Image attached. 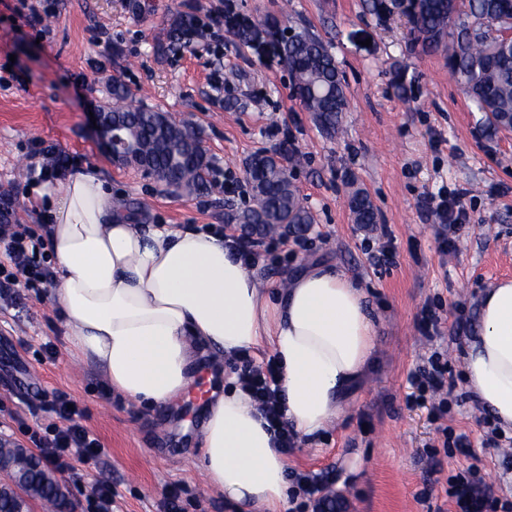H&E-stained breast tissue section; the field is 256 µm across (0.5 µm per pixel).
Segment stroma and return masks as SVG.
<instances>
[{
	"mask_svg": "<svg viewBox=\"0 0 512 512\" xmlns=\"http://www.w3.org/2000/svg\"><path fill=\"white\" fill-rule=\"evenodd\" d=\"M27 5L0 0V196L13 202L12 223L40 224L31 188L41 149L52 147L74 166L98 169L113 204L131 203L140 223L241 235L233 217L254 204L245 163L260 151L280 152V131L288 129L301 156L292 176L313 222L306 248L272 239L258 275L279 285L298 265L336 267L363 288L376 331L371 368L347 390L337 418L298 439L290 470L331 477L334 512H456L450 482L469 471L490 488L494 512H512V436L491 435L462 359L483 292L512 278V131H487L443 55L413 49L406 19L377 18L366 0H235L247 19L280 16L328 46L349 101L339 134L330 137L294 95L275 53L229 35L202 54L191 47L156 52L179 14L209 21L220 0H141L137 11L128 0H55L39 27L28 22ZM217 78L226 79L224 91L214 90ZM116 80L134 104L189 123L219 170L218 185L174 194L112 158L92 135L90 115L111 104ZM354 185L370 195L373 228L352 219ZM441 194L459 198L467 211L445 249L427 205ZM387 236L395 262L379 267L373 256ZM427 307L442 318L431 342L418 330ZM436 349L447 355L455 384L442 414L433 400L407 401L410 374ZM241 369L238 358L215 372L201 369L172 411L145 410L69 353L49 293L0 296V438L32 447L33 433L56 421L51 400L60 393L73 399L105 448L97 462L61 475L78 512L102 483L114 491L112 512H164L174 485L183 512H240L208 487L198 455L211 393ZM448 427L467 435L469 453L445 446Z\"/></svg>",
	"mask_w": 512,
	"mask_h": 512,
	"instance_id": "35a3bbf8",
	"label": "stroma"
}]
</instances>
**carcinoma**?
I'll return each instance as SVG.
<instances>
[{"label":"carcinoma","instance_id":"obj_1","mask_svg":"<svg viewBox=\"0 0 512 512\" xmlns=\"http://www.w3.org/2000/svg\"><path fill=\"white\" fill-rule=\"evenodd\" d=\"M467 8L450 24V0H418L409 18L411 45L425 53L443 52L458 83L485 115L489 130H512V49L504 50L492 40L469 34L474 22L512 19V0H468ZM194 25L195 18L183 14L165 40L157 43L156 51L185 46ZM224 25L231 36L246 45L260 29L277 36L282 66L302 95L307 111L327 134L339 132L349 102L336 59L319 37L306 30L287 31L275 17L256 23L226 15ZM102 112L104 118L124 128L141 162L154 170L169 190L198 194L207 188L211 161L188 124L171 119L168 125H161L157 110L133 106L127 87L118 82L112 85V105ZM298 161L293 156L285 165L278 155L251 156L245 174L259 203L238 215L239 223L251 226L261 236L280 224H290L298 231L309 229L312 215L301 202L288 169ZM349 208L355 223L365 227L377 223L374 205L364 190L350 192ZM2 467L11 470L22 494L8 484L0 485V512H28L33 501L40 502L45 512H66L70 507L66 496L57 490L56 477L30 450L0 443Z\"/></svg>","mask_w":512,"mask_h":512}]
</instances>
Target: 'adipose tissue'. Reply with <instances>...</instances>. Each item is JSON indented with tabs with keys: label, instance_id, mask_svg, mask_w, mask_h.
<instances>
[{
	"label": "adipose tissue",
	"instance_id": "ef3b65f1",
	"mask_svg": "<svg viewBox=\"0 0 512 512\" xmlns=\"http://www.w3.org/2000/svg\"><path fill=\"white\" fill-rule=\"evenodd\" d=\"M32 201L46 210L51 294L72 353L137 406L163 409L187 394L198 357L268 343L286 419L309 437L338 417L371 365L375 328L362 291L328 265H305L287 287L265 288L232 238L135 223L113 210L89 167L37 185ZM463 366L476 398L512 430L511 279L485 291ZM206 409L199 463L209 487L244 512H285L288 457L247 393L230 388Z\"/></svg>",
	"mask_w": 512,
	"mask_h": 512
}]
</instances>
